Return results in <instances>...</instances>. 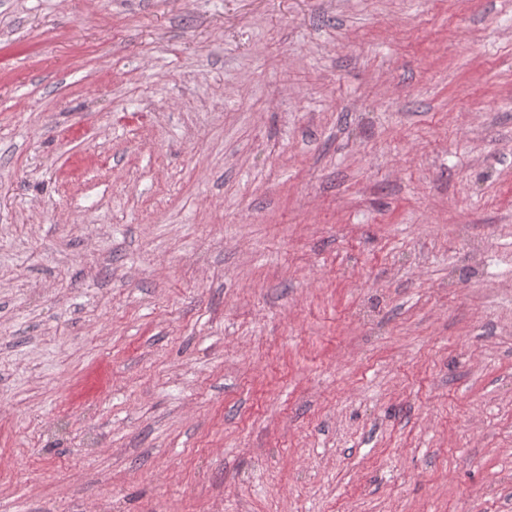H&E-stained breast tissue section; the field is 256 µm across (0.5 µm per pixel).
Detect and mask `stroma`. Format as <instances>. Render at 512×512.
Masks as SVG:
<instances>
[{
  "mask_svg": "<svg viewBox=\"0 0 512 512\" xmlns=\"http://www.w3.org/2000/svg\"><path fill=\"white\" fill-rule=\"evenodd\" d=\"M0 512H512V0H0Z\"/></svg>",
  "mask_w": 512,
  "mask_h": 512,
  "instance_id": "stroma-1",
  "label": "stroma"
}]
</instances>
